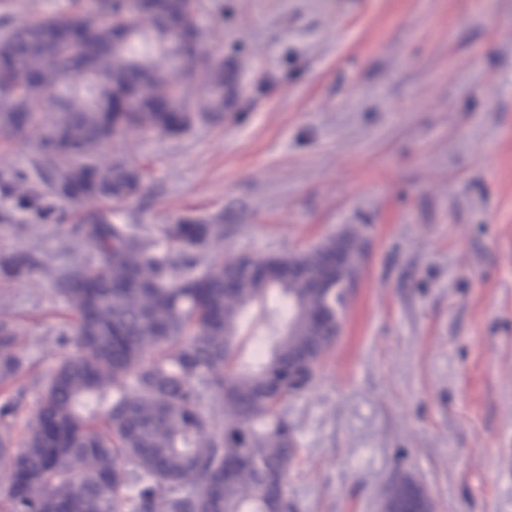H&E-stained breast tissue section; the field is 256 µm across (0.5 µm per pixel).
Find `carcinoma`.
Wrapping results in <instances>:
<instances>
[{
	"instance_id": "1",
	"label": "carcinoma",
	"mask_w": 512,
	"mask_h": 512,
	"mask_svg": "<svg viewBox=\"0 0 512 512\" xmlns=\"http://www.w3.org/2000/svg\"><path fill=\"white\" fill-rule=\"evenodd\" d=\"M72 17L16 23L0 14V137L31 147L26 169L0 167V222L51 223L67 264L23 254L0 276L45 274L74 318L73 351L51 375L19 447L0 431L5 512H288L295 455L284 404L305 390L336 342V309L351 292L318 288L334 238L300 254L224 258V225L181 217L146 232L114 221L144 174L120 144L178 136L224 116L232 75L203 59L172 75L209 32L198 0H72ZM92 203L80 224L65 203ZM109 204L102 209L101 203ZM273 326L269 351L230 367L245 313ZM26 356L0 322V383ZM391 512L431 509L408 479L391 484Z\"/></svg>"
}]
</instances>
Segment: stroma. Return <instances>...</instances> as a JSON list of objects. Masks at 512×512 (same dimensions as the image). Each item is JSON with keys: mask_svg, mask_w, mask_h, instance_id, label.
<instances>
[{"mask_svg": "<svg viewBox=\"0 0 512 512\" xmlns=\"http://www.w3.org/2000/svg\"><path fill=\"white\" fill-rule=\"evenodd\" d=\"M244 92L223 120L131 138L119 214L159 232L224 219V252L367 242L341 332L289 398L288 512H512V0H201ZM53 226L0 223V257L65 260ZM50 280L0 278L29 362L0 388L15 438L67 346ZM423 490L408 479L395 481L391 484L385 503L391 512H409L414 509L426 508L430 512L429 499L424 501ZM426 512V511H419Z\"/></svg>", "mask_w": 512, "mask_h": 512, "instance_id": "35a3bbf8", "label": "stroma"}]
</instances>
